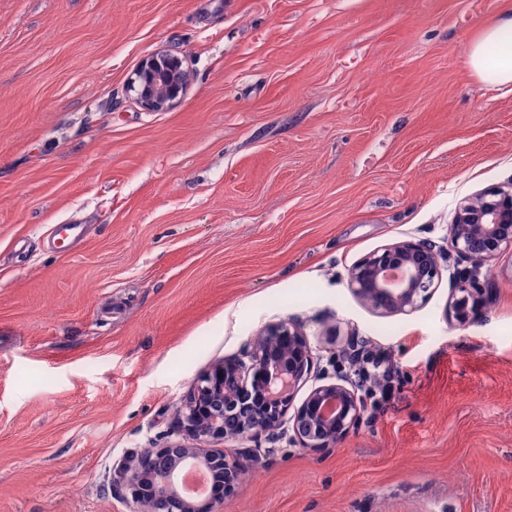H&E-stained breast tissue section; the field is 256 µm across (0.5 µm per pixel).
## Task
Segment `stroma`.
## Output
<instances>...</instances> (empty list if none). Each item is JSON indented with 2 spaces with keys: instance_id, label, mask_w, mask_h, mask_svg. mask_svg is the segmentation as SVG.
<instances>
[{
  "instance_id": "35a3bbf8",
  "label": "stroma",
  "mask_w": 512,
  "mask_h": 512,
  "mask_svg": "<svg viewBox=\"0 0 512 512\" xmlns=\"http://www.w3.org/2000/svg\"><path fill=\"white\" fill-rule=\"evenodd\" d=\"M500 0H0V512H128L113 466L166 442L193 381L300 324L307 387L389 358L398 391L334 448L280 428L221 512H512V257L448 313L458 203L512 179V86L467 49ZM163 48V112L127 90ZM81 224L74 248L51 243ZM402 239L443 278L409 315L347 270ZM188 73L176 53L160 50L145 55L128 81V91L146 110L166 111L185 95Z\"/></svg>"
}]
</instances>
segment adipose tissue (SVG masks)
Returning a JSON list of instances; mask_svg holds the SVG:
<instances>
[{"instance_id":"obj_1","label":"adipose tissue","mask_w":512,"mask_h":512,"mask_svg":"<svg viewBox=\"0 0 512 512\" xmlns=\"http://www.w3.org/2000/svg\"><path fill=\"white\" fill-rule=\"evenodd\" d=\"M472 73L485 84H512V0H502L497 19L468 48Z\"/></svg>"}]
</instances>
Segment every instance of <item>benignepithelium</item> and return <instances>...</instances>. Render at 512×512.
I'll use <instances>...</instances> for the list:
<instances>
[{
  "label": "benign epithelium",
  "mask_w": 512,
  "mask_h": 512,
  "mask_svg": "<svg viewBox=\"0 0 512 512\" xmlns=\"http://www.w3.org/2000/svg\"><path fill=\"white\" fill-rule=\"evenodd\" d=\"M188 73L169 50L145 55L128 81V91L146 110L166 111L185 95ZM456 254L474 269L455 273L453 309L461 323L475 320L482 288L477 269L512 254V182L493 186L461 202L449 225ZM441 250L427 241L402 240L369 253L349 269L347 287L384 315L418 310L442 278ZM312 365V347L293 322L270 323L247 344L242 356L216 364L189 388L177 410L178 429L188 442L170 441L150 455L136 453L112 469V490L130 505L165 504L166 512H218L253 460L233 456L221 445L252 438L290 416L295 439L304 448L339 445L355 426L364 403L353 387L328 383L313 388L294 405ZM200 466L211 477L209 492L184 498L174 480L178 466Z\"/></svg>",
  "instance_id": "1"
}]
</instances>
